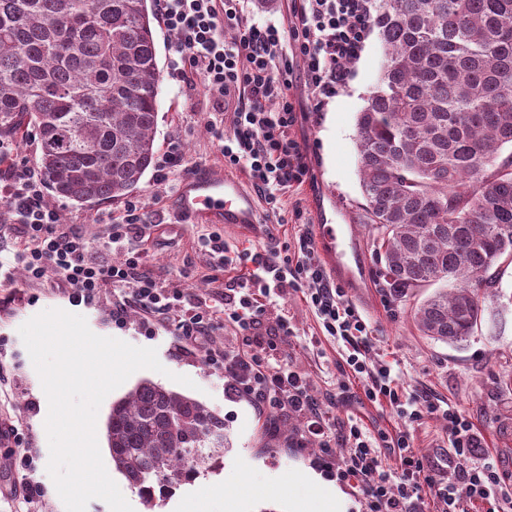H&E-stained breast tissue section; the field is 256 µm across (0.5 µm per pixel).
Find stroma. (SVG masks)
Instances as JSON below:
<instances>
[{
	"label": "stroma",
	"mask_w": 512,
	"mask_h": 512,
	"mask_svg": "<svg viewBox=\"0 0 512 512\" xmlns=\"http://www.w3.org/2000/svg\"><path fill=\"white\" fill-rule=\"evenodd\" d=\"M154 27L160 69L156 146L162 152L171 139L181 140L187 169L170 174L162 193L157 190L156 171H149L134 192L147 209L164 213L169 224L165 236L148 244L142 269L164 285H185L187 305L204 301L220 311L224 308V282L216 278L209 256L199 246L200 236L210 227L178 222L175 204L184 175L205 170L224 172V158L209 130L212 116L203 91L185 92L173 74V34L162 22H155ZM383 61L380 38L370 34L352 67L349 84L336 97L318 107L302 100L306 117L296 126L295 135L305 148L313 179L284 198L285 226L262 224L253 230L227 227L224 238L239 251H255L263 248L270 232L285 243L300 227H312L319 219L351 225L361 274L347 294L372 328V356L391 366L404 395L425 392L464 411L488 452L508 473L507 485L512 488V389L500 384L503 374L512 373V264L502 268L498 293L487 299L479 330L463 346L451 347L421 336L411 319L409 304L389 295L375 275L373 235L358 222L364 199L355 118L379 79ZM48 204L58 211L62 223L79 225L96 241L103 236L106 222L123 210L119 201L87 207L52 198ZM50 308L84 316L97 335L157 351L163 372L137 371L135 378L127 379L104 399L99 419H106L113 400L131 389L136 379L147 377L163 384L170 372L191 378L196 385L192 397L223 415L229 443L223 467L156 498L157 512H194L199 506L205 512H296L299 500L308 493L297 478L307 472L320 475L338 489L339 512H367L352 483L337 480L325 468V455L318 444L299 447L303 420H276L269 410L230 390L223 371L205 365L202 346L177 336L167 322L146 320L132 309L123 323H115L109 300L92 305L70 301L67 292L58 288L55 275L32 282L18 265L12 270L11 283L0 286V419L13 420L33 462L31 467H23L14 448L0 447V512H66L46 470L47 398L18 332L23 323ZM279 311L288 317L296 334L277 342L273 355L308 375L332 425L342 427L354 420L374 434L402 427L426 460L434 464L445 461L449 439L443 420L429 415L421 423L406 427L389 407L368 401L364 380L353 377L345 363L343 341L323 336L301 293L289 292ZM27 479L38 489L28 504L18 496Z\"/></svg>",
	"instance_id": "stroma-1"
}]
</instances>
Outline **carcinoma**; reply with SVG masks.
<instances>
[{
  "label": "carcinoma",
  "instance_id": "carcinoma-1",
  "mask_svg": "<svg viewBox=\"0 0 512 512\" xmlns=\"http://www.w3.org/2000/svg\"><path fill=\"white\" fill-rule=\"evenodd\" d=\"M149 0H0V135L34 132L55 196L96 206L153 166L160 70ZM388 67L356 117L359 217L378 274L435 342L467 341L512 261V0H379ZM115 470L147 507L224 462V416L142 378L112 402Z\"/></svg>",
  "mask_w": 512,
  "mask_h": 512
}]
</instances>
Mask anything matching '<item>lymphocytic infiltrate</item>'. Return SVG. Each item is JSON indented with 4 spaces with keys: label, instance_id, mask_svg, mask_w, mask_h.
Wrapping results in <instances>:
<instances>
[{
    "label": "lymphocytic infiltrate",
    "instance_id": "f902f5d3",
    "mask_svg": "<svg viewBox=\"0 0 512 512\" xmlns=\"http://www.w3.org/2000/svg\"><path fill=\"white\" fill-rule=\"evenodd\" d=\"M374 2L292 0L289 26L282 29L254 21L240 0H157L163 24L176 37V78L188 91L203 87L213 112L232 110V135L217 126L214 137L226 165L247 172L271 217H279L282 197L311 177L305 150L292 134L303 116L295 94L303 92L318 103L345 87L349 65L360 56L372 29ZM228 31L233 39H225ZM42 185L39 174L19 160L16 143L0 137V222L19 225L22 240L14 259L29 280L55 273L77 303L90 304L108 290L119 291L124 300L113 305L114 320L134 307L203 345L206 364L224 370L234 391L268 404L276 416L304 418L303 439H318L323 451L339 448L336 471L353 482L369 512H425L420 497L424 487L444 503V512H469L475 502L483 512H508L504 476L469 417L458 406L425 395L404 404L388 365L370 355L369 324L345 288L331 280L310 233L295 238L281 263H269L262 251L244 255L254 268L252 275L224 283V318L238 327L242 343L213 346L214 310L204 302L183 308V288L160 285L141 270L142 251L133 242L156 227L155 214L140 200L127 201L95 244L77 225L61 223L58 212L44 203ZM118 248L124 258L115 262L108 254ZM291 289L302 292L324 335L348 344L346 364L366 379L369 401L386 402L408 425L428 414L447 422L451 451L445 465L430 466L403 432L378 439L355 421L332 428L311 393L309 377L271 359L275 340L294 334L287 317L276 316L266 335L253 330L267 307L276 306ZM379 443L396 454L397 469L382 466L375 450Z\"/></svg>",
    "mask_w": 512,
    "mask_h": 512
}]
</instances>
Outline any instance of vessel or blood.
Masks as SVG:
<instances>
[{
    "label": "vessel or blood",
    "mask_w": 512,
    "mask_h": 512,
    "mask_svg": "<svg viewBox=\"0 0 512 512\" xmlns=\"http://www.w3.org/2000/svg\"><path fill=\"white\" fill-rule=\"evenodd\" d=\"M176 207L181 214L204 224L250 228L259 222L254 197L239 179L221 173L206 172L185 179L177 194ZM314 234L333 276L353 279L349 256L356 249V241L346 225L319 223Z\"/></svg>",
    "instance_id": "1"
}]
</instances>
